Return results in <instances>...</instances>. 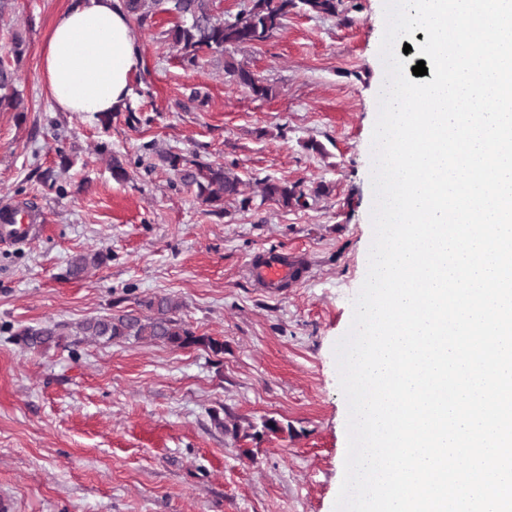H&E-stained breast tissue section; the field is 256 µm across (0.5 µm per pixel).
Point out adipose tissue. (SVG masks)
Instances as JSON below:
<instances>
[{
  "instance_id": "obj_1",
  "label": "adipose tissue",
  "mask_w": 512,
  "mask_h": 512,
  "mask_svg": "<svg viewBox=\"0 0 512 512\" xmlns=\"http://www.w3.org/2000/svg\"><path fill=\"white\" fill-rule=\"evenodd\" d=\"M140 64L121 0H70L40 51V78L62 112L98 117L126 105Z\"/></svg>"
}]
</instances>
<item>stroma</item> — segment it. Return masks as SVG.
I'll return each mask as SVG.
<instances>
[{
	"instance_id": "obj_1",
	"label": "stroma",
	"mask_w": 512,
	"mask_h": 512,
	"mask_svg": "<svg viewBox=\"0 0 512 512\" xmlns=\"http://www.w3.org/2000/svg\"><path fill=\"white\" fill-rule=\"evenodd\" d=\"M67 0H16L0 23L28 52L24 119L0 112V203L43 230L0 241V503L8 512H334L348 407L334 346L368 269L384 0H343L338 15L297 13L238 60L273 88L258 98L224 64L182 65L160 12L133 28L142 63L110 127L53 109L40 49ZM71 165L62 168L56 147ZM170 150L232 166L247 193L272 177L328 194L211 212L157 157ZM134 160L113 180L110 155ZM52 169L59 184L39 178ZM112 260L64 278L78 253ZM275 252L301 268L264 288L250 267ZM170 295L224 352L128 340L24 352L12 334L112 312L122 298ZM220 414L223 426L212 416ZM282 430L262 434L264 420Z\"/></svg>"
}]
</instances>
